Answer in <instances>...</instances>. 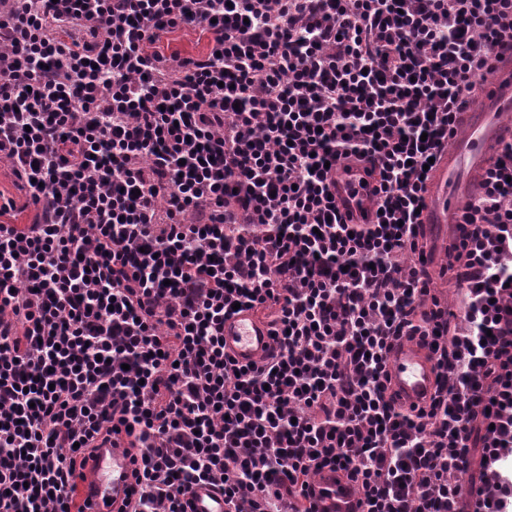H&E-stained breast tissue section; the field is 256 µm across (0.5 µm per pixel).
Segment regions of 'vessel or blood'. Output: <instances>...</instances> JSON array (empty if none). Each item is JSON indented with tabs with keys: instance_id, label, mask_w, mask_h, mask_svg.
Instances as JSON below:
<instances>
[{
	"instance_id": "1",
	"label": "vessel or blood",
	"mask_w": 512,
	"mask_h": 512,
	"mask_svg": "<svg viewBox=\"0 0 512 512\" xmlns=\"http://www.w3.org/2000/svg\"><path fill=\"white\" fill-rule=\"evenodd\" d=\"M512 110V56H505L489 81L479 109L461 117L463 135L452 151L444 153L431 171L426 188L425 226L455 224L470 190L457 185L454 171L458 165L483 170L487 157L501 143L512 140V124L502 113ZM375 180L361 166H336V200L341 211L361 218L369 210ZM271 344L268 330L251 311L244 310L224 322V348L237 362L247 364L263 356ZM392 385L407 402H418L432 392L437 366L427 349L418 343L398 347L390 362ZM133 466L121 449H101L91 458L74 481L73 512H111L112 499L123 496L133 483ZM325 494L320 512H356L357 498L342 483L324 478Z\"/></svg>"
}]
</instances>
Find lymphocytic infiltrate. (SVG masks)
Here are the masks:
<instances>
[{
	"label": "lymphocytic infiltrate",
	"instance_id": "f902f5d3",
	"mask_svg": "<svg viewBox=\"0 0 512 512\" xmlns=\"http://www.w3.org/2000/svg\"><path fill=\"white\" fill-rule=\"evenodd\" d=\"M192 29L198 57L156 49ZM512 49V0H0V161L39 219L0 224V512H72L97 449L134 465L112 512L512 506V141L442 270L418 257L428 173ZM370 164L348 224L338 162ZM266 312L258 363L224 351ZM435 357L405 406L390 357ZM481 485L460 508L471 464ZM271 343L267 327L249 310L224 321V348L240 364L258 360ZM319 489H324L325 494L318 501V512H358L357 497L344 483L335 484L326 475Z\"/></svg>",
	"mask_w": 512,
	"mask_h": 512
}]
</instances>
